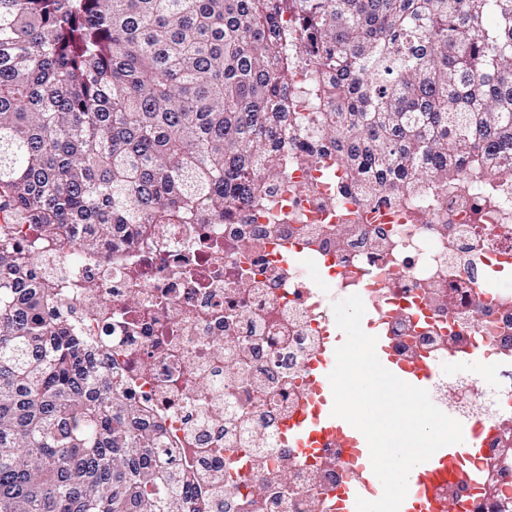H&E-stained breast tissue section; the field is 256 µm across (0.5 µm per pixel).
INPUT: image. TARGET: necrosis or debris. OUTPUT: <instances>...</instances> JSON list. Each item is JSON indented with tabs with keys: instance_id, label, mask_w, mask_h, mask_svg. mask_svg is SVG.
I'll return each mask as SVG.
<instances>
[{
	"instance_id": "obj_1",
	"label": "necrosis or debris",
	"mask_w": 512,
	"mask_h": 512,
	"mask_svg": "<svg viewBox=\"0 0 512 512\" xmlns=\"http://www.w3.org/2000/svg\"><path fill=\"white\" fill-rule=\"evenodd\" d=\"M281 150L260 202L230 219L156 224L134 246L38 251L82 331L194 475V502L234 512H336L354 475L335 444L308 460L283 426L309 395L337 294L379 311L409 361L477 350L495 371L432 377L449 416L494 424L487 453L443 494L451 512H512V176L427 182L419 201L330 178L334 154Z\"/></svg>"
}]
</instances>
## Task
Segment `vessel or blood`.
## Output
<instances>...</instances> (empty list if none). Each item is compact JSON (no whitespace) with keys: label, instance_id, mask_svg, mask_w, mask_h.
<instances>
[{"label":"vessel or blood","instance_id":"1","mask_svg":"<svg viewBox=\"0 0 512 512\" xmlns=\"http://www.w3.org/2000/svg\"><path fill=\"white\" fill-rule=\"evenodd\" d=\"M372 334L378 339L377 356L386 369L414 386H427L435 369L430 359L403 361L392 353L389 336L377 328L373 329ZM344 340L345 335L341 332L327 337L315 361L318 369L313 380L315 404L312 408L300 410L289 421L288 434L299 441L323 437L336 442L342 453V462L356 471L355 481L339 491V506L341 512H356L357 498L373 501L379 498L380 493L376 489L378 479L372 470L364 436L345 420L332 416L333 397L325 392L335 366V350ZM447 369L484 378L492 372L493 367L482 353L470 351L449 354ZM495 434L494 425L479 426L472 429L467 440L453 447L439 449L428 461L414 467L408 478V494L400 512H450V506L442 495L443 488L463 477L466 462L481 456Z\"/></svg>","mask_w":512,"mask_h":512}]
</instances>
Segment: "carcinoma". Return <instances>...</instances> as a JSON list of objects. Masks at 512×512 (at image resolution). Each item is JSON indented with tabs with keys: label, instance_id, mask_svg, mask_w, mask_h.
<instances>
[{
	"label": "carcinoma",
	"instance_id": "obj_1",
	"mask_svg": "<svg viewBox=\"0 0 512 512\" xmlns=\"http://www.w3.org/2000/svg\"><path fill=\"white\" fill-rule=\"evenodd\" d=\"M318 129L370 196L512 170V0H0V512H232L11 225L79 257L229 217Z\"/></svg>",
	"mask_w": 512,
	"mask_h": 512
}]
</instances>
